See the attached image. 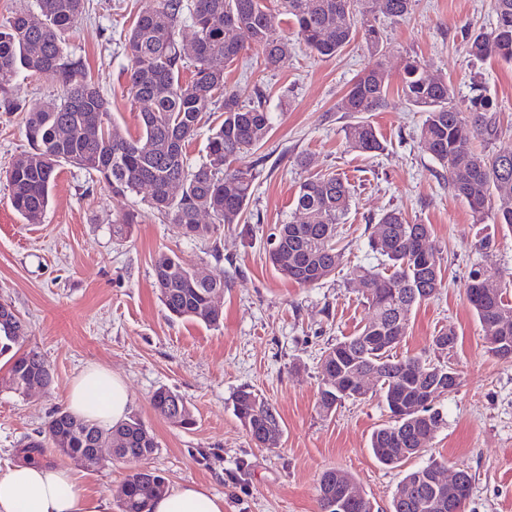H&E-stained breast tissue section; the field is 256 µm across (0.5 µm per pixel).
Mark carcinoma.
<instances>
[{"label": "carcinoma", "mask_w": 512, "mask_h": 512, "mask_svg": "<svg viewBox=\"0 0 512 512\" xmlns=\"http://www.w3.org/2000/svg\"><path fill=\"white\" fill-rule=\"evenodd\" d=\"M281 10L272 11L265 0H145L133 26L124 34L123 48L128 61L127 92L135 102L148 101L150 109L140 112V132L126 137L112 123L110 102L100 87L88 80L84 65L72 58L66 39L88 18V0H37L42 17L38 26L30 24V13L11 9L0 14V107L18 109L14 97L19 76H55L60 95L24 109V133L28 149L6 167V179L13 208L28 222L43 217L57 179V168L67 163L85 171L89 178L105 183L112 193L128 195L150 188V208L183 229L188 238L213 236L221 224H237L249 204L255 175L250 169L233 168L237 155L262 144L271 130V116L262 97L245 105L224 84V68L214 61L230 63L249 46L225 36L228 27H244L252 43L269 67H278L288 58L289 43L280 32V16L286 15L297 28L298 38L312 52L331 57L356 36H361L375 54L382 52L381 30L370 19V0H279ZM417 0H387L386 16L403 18ZM493 26L467 38L472 61L489 59L512 63V0H494ZM191 22L194 37L179 39L181 26ZM194 67L193 78L183 84L181 71L187 63ZM401 92L408 103L424 113L420 140L442 169L455 195L464 199L473 222L494 223L512 230V210H492L491 192L503 182H512V151L475 153L469 143L484 140L493 129L488 113L493 102L482 90L468 99L465 107L455 102V93L442 78L427 80L418 61L407 59L401 78ZM219 104L224 116L212 130L204 161L192 164L186 145L201 129V103ZM388 105V76L377 63L364 73L342 98L339 109L353 115L377 112ZM99 127L91 137L86 128ZM348 146L371 154L383 149L375 127L366 119L344 128ZM353 202L347 180L328 174L305 180L295 198L294 220L277 224L269 236H277L279 250L268 259L281 278L301 286L315 285L335 274L342 264L339 226L345 223ZM207 211L213 223L198 221ZM138 213L127 211L113 220L112 237L126 239ZM430 236L427 224H410L398 210L383 214L371 247L385 258L381 269L357 266L349 271L350 281L371 309L369 321L354 336L328 348L321 357L323 373L331 371L337 381L323 378L318 406L330 415L343 401L356 399L346 384L360 368L373 370L379 378V392L389 414L388 424L375 430L370 448L382 465L395 468L419 454L418 436L437 433L445 421L437 407L444 394L425 402L416 397L420 384L408 373L445 370L421 356L400 358L395 350L407 328L393 332L387 326V312L394 300L414 291L416 281L425 294L415 299L419 305L434 298L443 287L441 257L430 258L418 250L415 236ZM153 278L159 298L170 316L217 326L222 314L211 307V288L225 286L224 273L214 274L211 285L200 283L195 267L167 252L153 260ZM25 333V324L7 303H0V356L8 357V385L22 394L33 382L51 385L52 374L44 357L36 350L16 349ZM405 394L403 414L394 409L398 393ZM180 416H175L176 403ZM153 409L169 421L187 428L193 414L187 400L166 388L152 398ZM233 412L257 445L265 444L267 433L281 432L275 407L249 387L237 390ZM122 441L123 457L149 459L159 449L152 432L137 417L103 427L65 410H58L46 424L42 439L28 443L30 452L51 447L71 459L88 456L105 444L109 435ZM440 467L428 462L407 472L404 480L425 476L417 486L418 498L433 491L432 471ZM349 484L354 478L339 470L329 482L319 484L317 497L325 509L326 494L334 481ZM149 497L141 490L140 473L127 475L119 489L120 512H148Z\"/></svg>", "instance_id": "cac0c4a2"}]
</instances>
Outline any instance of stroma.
I'll use <instances>...</instances> for the list:
<instances>
[{
  "mask_svg": "<svg viewBox=\"0 0 512 512\" xmlns=\"http://www.w3.org/2000/svg\"><path fill=\"white\" fill-rule=\"evenodd\" d=\"M143 4L90 0L87 20L67 41L68 53L83 62L110 101L115 124L133 136L140 130L141 106L126 94L122 41ZM492 6L493 0H418L410 14L393 21L374 0L373 15L386 35L381 55L357 38L334 57H318L294 41V25L285 20L281 31L293 44L278 69L266 68L253 49L226 65L227 87L246 105L264 97L272 127L264 143L236 161L255 174L241 222L205 239L189 240L177 225L158 218L148 206V190L115 196L67 164L58 169L41 222L28 223L12 208L1 174L27 147L24 114L0 111V303L25 321L23 348H37L54 377L50 388L24 396L0 385V468L23 461V448L64 406L73 378L92 364L125 380L131 413L155 435L159 449L147 461L127 459L95 471L44 449L41 462L72 469L89 498L116 500L125 477L146 467L171 486H207L223 496L224 512H320L318 479L341 469L355 477L379 512H390L406 471L431 456L468 468L472 486L465 512H512V363L488 352L465 295L468 273L481 263L499 270L497 282L512 300V231L474 223L467 203L419 140L422 113L401 95L409 57L424 76L447 80L458 104L482 89L493 101L494 134L471 147L512 150V64H476L466 51L467 32L492 25ZM378 62L389 77L388 105L367 118L383 148L364 155L348 147L344 128L353 117L338 105L363 70ZM300 156L307 166L297 165ZM328 173L346 178L354 194L339 227L343 263L335 275L302 287L274 270L264 241L271 226L292 219L300 183ZM131 209L139 211V222L130 238L117 241L112 222ZM392 209L409 223L430 225L429 243L439 252L444 278L435 298L409 312L396 354L447 360L461 376L458 389L440 402L446 424L426 456L398 468L379 464L369 448L372 432L388 420L378 394L345 401L330 415L318 407L323 351L370 317L347 273L356 265L381 264L369 241L379 218ZM485 236L491 248L476 250ZM162 251L223 272L219 327L169 319L152 272ZM448 328L455 330L457 345L444 358L431 341ZM247 385L281 417L283 432L272 446L255 445L233 413L232 397ZM160 388L189 402L192 426L173 424L153 410L150 399Z\"/></svg>",
  "mask_w": 512,
  "mask_h": 512,
  "instance_id": "35a3bbf8",
  "label": "stroma"
}]
</instances>
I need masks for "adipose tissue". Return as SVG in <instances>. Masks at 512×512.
Returning <instances> with one entry per match:
<instances>
[{
	"instance_id": "ef3b65f1",
	"label": "adipose tissue",
	"mask_w": 512,
	"mask_h": 512,
	"mask_svg": "<svg viewBox=\"0 0 512 512\" xmlns=\"http://www.w3.org/2000/svg\"><path fill=\"white\" fill-rule=\"evenodd\" d=\"M130 396L118 374L89 366L73 380L66 408L73 415L112 425L129 414ZM151 512H224V500L207 487L180 484L149 503ZM106 499L84 495L70 469L26 461L0 469V512H111Z\"/></svg>"
}]
</instances>
